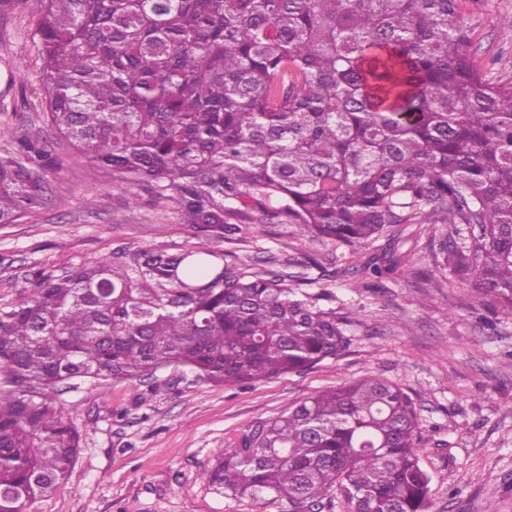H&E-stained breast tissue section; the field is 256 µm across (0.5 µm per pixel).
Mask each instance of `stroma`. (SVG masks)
<instances>
[{"label": "stroma", "instance_id": "1", "mask_svg": "<svg viewBox=\"0 0 512 512\" xmlns=\"http://www.w3.org/2000/svg\"><path fill=\"white\" fill-rule=\"evenodd\" d=\"M459 15L480 72L512 83V0H459ZM34 32L23 0L0 12V154L29 139L55 160L45 205L0 228V315L27 297L38 271L100 259L126 270L141 251L176 252L198 241L176 198L159 204L139 187L129 203L111 171L77 158L55 133ZM226 220L237 227L232 238L208 243L219 265L276 274L324 310L353 312L346 351L243 387L198 381L177 365L148 379L81 384L62 402L82 435L80 453L36 512H290L271 494L216 492L201 472L258 422L368 376L399 384L415 402L430 512H512V315L479 304L469 288L434 287L450 226L395 224L355 254L269 217L260 204ZM391 247L407 253L405 267L381 280L364 273L361 259Z\"/></svg>", "mask_w": 512, "mask_h": 512}]
</instances>
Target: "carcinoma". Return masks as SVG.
<instances>
[{
	"instance_id": "carcinoma-1",
	"label": "carcinoma",
	"mask_w": 512,
	"mask_h": 512,
	"mask_svg": "<svg viewBox=\"0 0 512 512\" xmlns=\"http://www.w3.org/2000/svg\"><path fill=\"white\" fill-rule=\"evenodd\" d=\"M37 16L50 118L80 157L133 190L178 196L207 240L228 205L277 216L352 253L391 224H461L444 266L512 314V84L475 66L458 0H25ZM50 154L0 156V225L46 200ZM201 243L41 270L0 316V512H34L81 434L57 396L177 364L215 385L303 373L348 346L344 321L266 272H212ZM406 262L391 249L376 279ZM418 413L369 376L255 426L203 470L234 495L293 507L429 512Z\"/></svg>"
}]
</instances>
